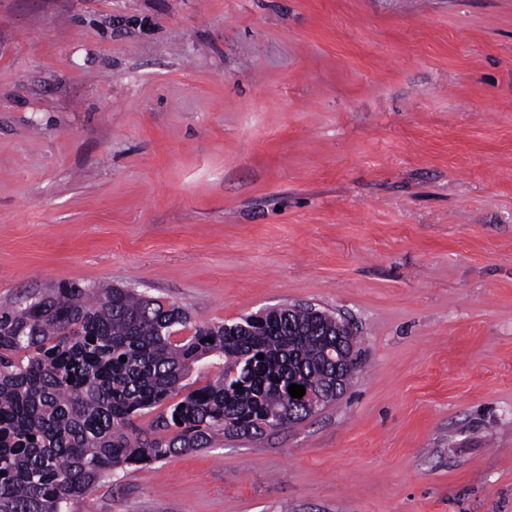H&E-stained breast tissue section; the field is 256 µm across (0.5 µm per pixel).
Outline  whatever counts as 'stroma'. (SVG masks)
Listing matches in <instances>:
<instances>
[{"mask_svg": "<svg viewBox=\"0 0 512 512\" xmlns=\"http://www.w3.org/2000/svg\"><path fill=\"white\" fill-rule=\"evenodd\" d=\"M69 283L361 363L72 512H512V0H0V308Z\"/></svg>", "mask_w": 512, "mask_h": 512, "instance_id": "35a3bbf8", "label": "stroma"}]
</instances>
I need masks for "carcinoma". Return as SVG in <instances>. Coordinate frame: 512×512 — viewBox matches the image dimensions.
Masks as SVG:
<instances>
[{
    "instance_id": "carcinoma-1",
    "label": "carcinoma",
    "mask_w": 512,
    "mask_h": 512,
    "mask_svg": "<svg viewBox=\"0 0 512 512\" xmlns=\"http://www.w3.org/2000/svg\"><path fill=\"white\" fill-rule=\"evenodd\" d=\"M317 312L195 327L178 304L77 284L0 309V512H69L118 468L313 416L289 386L332 402L357 370L355 337L336 342V317ZM338 344L351 365L339 383L324 355ZM205 359L218 375L177 398ZM154 411L149 429L134 422Z\"/></svg>"
}]
</instances>
